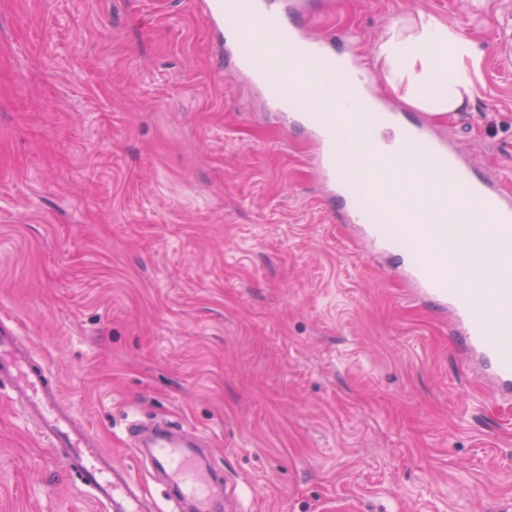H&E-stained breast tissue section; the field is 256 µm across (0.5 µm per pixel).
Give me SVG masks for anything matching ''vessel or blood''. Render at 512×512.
I'll return each instance as SVG.
<instances>
[{"instance_id": "b4317fda", "label": "vessel or blood", "mask_w": 512, "mask_h": 512, "mask_svg": "<svg viewBox=\"0 0 512 512\" xmlns=\"http://www.w3.org/2000/svg\"><path fill=\"white\" fill-rule=\"evenodd\" d=\"M208 26L232 28L234 64L249 83L286 85L293 94H309L298 68L311 70L328 94V115L306 124L318 147V174L341 202L339 219L359 225L373 246L406 245L404 276L417 296L452 314L453 335L492 374L497 391L512 396V194L499 183L479 177L469 161L439 138L428 120L400 119L387 109L357 111L349 94L353 82L367 83L358 63L348 71L336 65L333 42L307 38L300 21H286L269 0H205ZM370 163L391 208L371 210L364 201L366 182L341 187L337 156ZM483 250L454 265L452 253ZM9 380L20 405L35 418L52 448L61 450L64 467L77 474L106 512H144L141 495L132 491L126 471L97 439L76 424L43 367L34 365L29 348L0 325V380ZM193 512H213V477L187 450L183 436L158 427L139 441Z\"/></svg>"}]
</instances>
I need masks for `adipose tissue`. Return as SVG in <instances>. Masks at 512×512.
Here are the masks:
<instances>
[{
	"mask_svg": "<svg viewBox=\"0 0 512 512\" xmlns=\"http://www.w3.org/2000/svg\"><path fill=\"white\" fill-rule=\"evenodd\" d=\"M476 45L420 10L388 26L374 49V66L387 91L402 103L444 116L464 111L476 95L469 69L480 63Z\"/></svg>",
	"mask_w": 512,
	"mask_h": 512,
	"instance_id": "adipose-tissue-1",
	"label": "adipose tissue"
}]
</instances>
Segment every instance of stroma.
<instances>
[{"label":"stroma","mask_w":512,"mask_h":512,"mask_svg":"<svg viewBox=\"0 0 512 512\" xmlns=\"http://www.w3.org/2000/svg\"><path fill=\"white\" fill-rule=\"evenodd\" d=\"M368 59L436 14L484 51L436 125L512 190V0H304ZM188 0H0V320L176 512L129 442L173 420L228 512H512V398L322 194ZM0 512H104L0 392Z\"/></svg>","instance_id":"obj_1"}]
</instances>
